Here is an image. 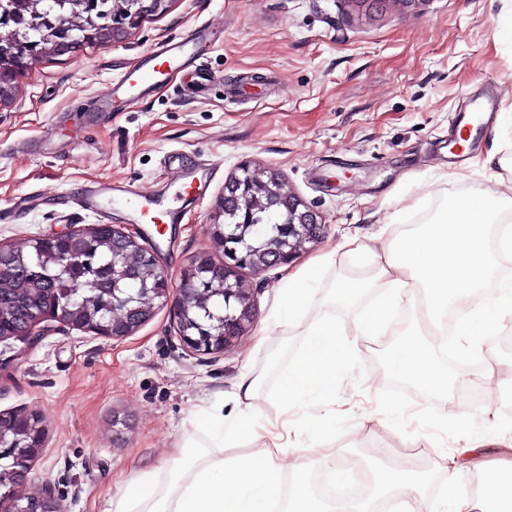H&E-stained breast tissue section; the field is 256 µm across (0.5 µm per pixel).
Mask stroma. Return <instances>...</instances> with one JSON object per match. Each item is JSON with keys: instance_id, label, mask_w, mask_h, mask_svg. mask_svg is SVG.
<instances>
[{"instance_id": "obj_1", "label": "stroma", "mask_w": 512, "mask_h": 512, "mask_svg": "<svg viewBox=\"0 0 512 512\" xmlns=\"http://www.w3.org/2000/svg\"><path fill=\"white\" fill-rule=\"evenodd\" d=\"M211 23L220 38L200 57L215 82L192 99L174 87L95 122L78 103L101 97L123 71L162 40ZM512 0H418L399 10L390 0H169L125 39L74 53L47 55L24 70L10 98L0 102V244L75 227H126L124 209H80L81 185L104 178L157 194L178 195L179 224H144L142 243L158 250L172 280L195 256L222 258L209 226L225 182L241 165L282 176L290 192L325 225L322 238L292 262L299 269L359 233L370 250L431 223L451 200L473 189L495 190L512 180ZM500 100L467 168L442 143L453 113L485 86ZM497 147L502 164L486 168ZM191 166L217 161L204 199L177 192L166 156ZM47 196L37 209L16 214L25 196ZM283 266L248 270L256 317L242 341L219 357L187 355L176 335L173 301L156 302L151 317L122 340L72 329L48 332L37 344H0V412L35 411L45 438L31 464L33 487L50 484L65 512H111L126 484L151 473L170 484L174 450L210 444L206 418L231 414L242 371L260 380L256 416L301 431L280 458L282 467L322 469L321 449L377 459L367 446L411 447L415 436L392 425L398 405L432 417L420 389L409 395L375 386L383 350L360 343L330 397L304 410L272 396L280 369L305 341L299 325H275ZM376 269L368 254L326 268L321 288L362 282L354 304L332 302L325 312L344 328L374 298ZM468 431L512 443V417L484 410L485 393L461 388ZM424 470L430 483L417 493H392L428 512L443 487L456 431H436Z\"/></svg>"}]
</instances>
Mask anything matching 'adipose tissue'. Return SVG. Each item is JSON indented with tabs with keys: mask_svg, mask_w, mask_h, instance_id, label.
Masks as SVG:
<instances>
[{
	"mask_svg": "<svg viewBox=\"0 0 512 512\" xmlns=\"http://www.w3.org/2000/svg\"><path fill=\"white\" fill-rule=\"evenodd\" d=\"M368 252L356 235L317 263L287 272L274 323H304L306 340L300 354L279 373L277 392L294 405L308 408L335 386L344 361L357 353L358 341L383 336L403 307L422 306L436 322L453 321L458 370L494 379L498 366L484 365V352L501 335L512 317V280L494 275L498 256L512 254V194L477 189L449 202L433 224L403 241L372 253L377 279L384 292L354 326V339L322 311L317 293L325 267ZM393 378L439 395H447L451 378L419 326H412L385 356ZM260 382L250 373L238 378L233 400L238 414L232 422L209 418L212 446L204 461L180 453L175 459L172 486L158 493L154 479L144 474L129 482L113 512H270L280 496L285 451L270 423L255 417L252 401ZM244 440L252 454L225 458L224 446ZM481 512H512V461L484 465L480 481ZM284 512H372L370 503L354 497L319 499L306 478H297Z\"/></svg>",
	"mask_w": 512,
	"mask_h": 512,
	"instance_id": "obj_1",
	"label": "adipose tissue"
}]
</instances>
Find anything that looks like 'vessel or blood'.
Here are the masks:
<instances>
[{
    "instance_id": "obj_1",
    "label": "vessel or blood",
    "mask_w": 512,
    "mask_h": 512,
    "mask_svg": "<svg viewBox=\"0 0 512 512\" xmlns=\"http://www.w3.org/2000/svg\"><path fill=\"white\" fill-rule=\"evenodd\" d=\"M217 34L215 27L201 24L185 35L157 44L111 84L105 98L93 105V112L97 113L99 119H108L112 113L148 99L155 88L175 80L190 93L201 92L209 76L199 68L197 60ZM495 110V99L489 94L475 101L471 111L455 113L452 119L454 133L448 139V148L457 159L468 160L473 151L472 146L460 143V133L469 134L483 129L480 113ZM168 168L173 183L189 189L198 197L208 192L211 184L208 168H190L173 160L169 161ZM76 203L80 209L93 212L119 205L135 214L142 223L159 218L173 224L179 219L175 199L161 197L145 189L134 191L120 181L96 182L95 186L87 188L77 197Z\"/></svg>"
}]
</instances>
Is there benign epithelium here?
Wrapping results in <instances>:
<instances>
[{
  "mask_svg": "<svg viewBox=\"0 0 512 512\" xmlns=\"http://www.w3.org/2000/svg\"><path fill=\"white\" fill-rule=\"evenodd\" d=\"M165 7V0H138L137 11L128 18H119L107 24H93L88 36L98 43L108 45L124 39L127 34L137 28L144 17L159 12ZM42 24L53 28L57 51L67 53L72 51L70 30L54 25L48 18L41 19ZM10 54V43L0 42V84H10L17 68L24 62L15 60L10 65L4 64V59ZM241 174L232 176L224 185V195L220 198L218 214L224 213V207L232 204L241 217L239 224L220 225L215 221L210 224L213 241L224 242V261L217 265H208L195 258L184 269L178 286H173L167 271L160 263L154 250L147 251L144 262L157 279L163 282L164 288L149 293L148 289L140 291V295L148 296V302L173 299L177 314H182L194 303L198 288H207L212 283L218 284L219 291L224 294V338L220 342H206L200 338H192L182 333L178 334L181 346L194 355H216L232 348L244 335L252 323L256 308L252 289L241 278L240 272L246 268H254L257 262L263 266L285 265L293 261L297 254L305 249L308 243L317 242L325 225L319 221V216L308 207L302 206L281 178L271 173L265 177L252 170L250 166L240 167ZM272 209L279 212L282 222L273 225L268 230L267 225L257 223L256 210ZM88 230L112 234V244L130 246L139 244L140 232L125 231L110 224H97ZM114 300L124 308V324L112 325L108 333L102 327H97L94 333L102 338L120 340L130 335L143 323V307L132 304V298L114 295ZM71 297L67 296L56 301L48 310H30L26 313L23 327L9 335L0 336V343L7 340L20 341L32 345L45 335L47 329L43 323L54 321L63 328H76L71 319ZM16 416L13 413L0 412V459L12 462V493L14 499L8 512H63L54 497L50 487L43 485L36 500L30 498L28 492V475L31 460L38 454L44 438V425L35 427L34 438L38 443L20 450L12 448L7 440L5 431L14 428Z\"/></svg>",
  "mask_w": 512,
  "mask_h": 512,
  "instance_id": "7a95c632",
  "label": "benign epithelium"
}]
</instances>
